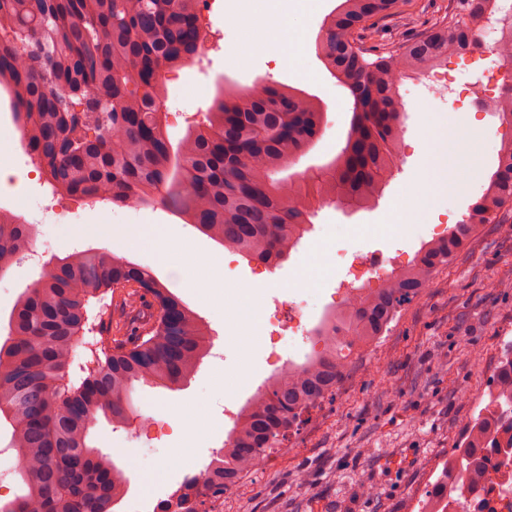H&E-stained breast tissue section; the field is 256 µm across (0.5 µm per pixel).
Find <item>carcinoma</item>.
Masks as SVG:
<instances>
[{"instance_id":"cac0c4a2","label":"carcinoma","mask_w":512,"mask_h":512,"mask_svg":"<svg viewBox=\"0 0 512 512\" xmlns=\"http://www.w3.org/2000/svg\"><path fill=\"white\" fill-rule=\"evenodd\" d=\"M485 0H461L428 30L387 49L364 33L400 16L409 0H341L324 20L316 55L338 83L359 92L339 172L290 184L271 178L321 135L325 112L314 98L277 82L219 88L207 124L177 146L164 131L158 74L200 48V0H0V89L12 102L30 158L61 201L83 197L117 207L162 204L187 224L262 263L279 264L297 247L315 208L344 197L366 208L398 167L400 86L448 65L478 45L474 24ZM494 110L512 117V79ZM512 203V138L495 171L448 238L425 246L417 262L381 288L324 315L315 335L325 351L288 370L252 398L244 419L201 473L196 497L220 493L240 469L279 448L333 395L353 351L388 331L483 224ZM30 231L0 213V277L27 252ZM53 270L19 293L0 337V421L12 430L23 493L0 512H112L129 484L108 456L89 445L102 415L129 420L133 384L176 389L205 353V331L181 299L149 270L105 249L57 257ZM120 305L103 321L99 350L71 378L74 349L90 303L106 293ZM497 421L512 426V362L496 377ZM512 464V443L490 447L480 422L432 493L430 512L470 481L484 478L489 453Z\"/></svg>"}]
</instances>
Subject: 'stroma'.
<instances>
[{
  "instance_id": "obj_1",
  "label": "stroma",
  "mask_w": 512,
  "mask_h": 512,
  "mask_svg": "<svg viewBox=\"0 0 512 512\" xmlns=\"http://www.w3.org/2000/svg\"><path fill=\"white\" fill-rule=\"evenodd\" d=\"M339 3L266 0L269 15H304L305 25L287 49L298 53V62L284 65L282 51L261 41L251 62L235 67L228 61V50L240 27L251 28L256 35L261 32L253 24V4L251 0H205L201 6L205 52L165 75L164 121L169 139L178 141L188 128L205 125L219 84L230 81L247 87L263 78L323 102L327 126L300 164L316 168L330 162L344 143L352 99L316 57L315 41L325 17ZM449 6L450 0H411L404 16L379 23L373 46L419 35ZM423 83V76L412 75L401 85L407 118L401 132L400 163L379 200L349 215L331 205L317 208L291 257L262 273L257 262L202 234L163 205L93 206L75 198L61 207L36 170L18 186L23 211L40 217L36 254L23 257L8 277L0 279L1 318L8 316L18 294L41 276L45 265L69 254L76 245L83 250L106 248L152 269L206 329L210 353L178 390L142 382L133 386V409L158 423L156 435L146 437L136 425L116 428L103 420L93 429L94 446L132 475L115 512H153L154 502L179 487L183 462L193 458L198 469L206 468L232 426L224 414L225 405L246 402L267 376V314L287 302L319 301L323 288L337 293L344 278L337 251L389 257L430 239L435 225L462 220L476 199L474 187L484 185L497 166L506 128L496 112L469 111L466 102L450 93L426 94ZM428 117L443 125L461 122L476 132L480 172L473 184L443 192L433 207L423 208V222L413 236L393 229L387 236H375L372 226L387 224L399 187L421 165ZM148 224L169 225L175 233L188 235L201 255L219 257L226 296L236 295L243 285L254 286V296L237 302L232 310L225 308L223 299L202 302L188 286L185 266H155L152 253L127 236L130 226ZM247 324L255 332L250 344L238 339ZM511 350L512 205L499 223L479 228L469 246L397 314L384 336L354 352L335 396L312 410L309 422L290 437L289 448L271 451V464L240 494L225 499L224 512H406L407 498L425 483L431 461L448 458L463 443L467 426L493 411V378ZM226 376L234 378V386H224ZM199 403L204 404L211 425L191 442L174 412Z\"/></svg>"
}]
</instances>
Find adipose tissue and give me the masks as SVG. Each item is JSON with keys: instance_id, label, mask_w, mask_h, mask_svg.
<instances>
[{"instance_id": "1", "label": "adipose tissue", "mask_w": 512, "mask_h": 512, "mask_svg": "<svg viewBox=\"0 0 512 512\" xmlns=\"http://www.w3.org/2000/svg\"><path fill=\"white\" fill-rule=\"evenodd\" d=\"M427 150L418 170L411 195L401 198L391 213L395 224L416 221V205H430L448 187L464 183L467 162L473 156L476 142L471 129L462 127L454 132L434 125L425 130ZM134 240L155 251L162 263L178 262L185 265L191 277L189 283L201 291L222 288L223 283L210 258L196 254L187 238H173L167 226L146 225L134 230Z\"/></svg>"}]
</instances>
